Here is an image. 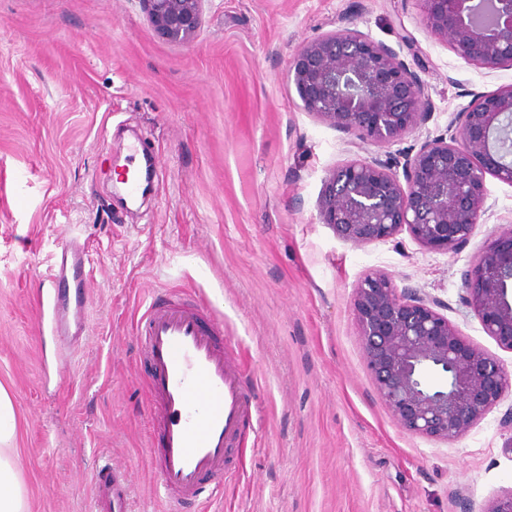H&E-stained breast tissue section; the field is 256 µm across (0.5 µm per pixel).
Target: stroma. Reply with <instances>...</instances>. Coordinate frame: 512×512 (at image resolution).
I'll list each match as a JSON object with an SVG mask.
<instances>
[{"label": "stroma", "mask_w": 512, "mask_h": 512, "mask_svg": "<svg viewBox=\"0 0 512 512\" xmlns=\"http://www.w3.org/2000/svg\"><path fill=\"white\" fill-rule=\"evenodd\" d=\"M419 0H205L190 44L168 43L139 0H0V386L17 414L27 512H91L93 471L127 473L134 512H169L149 456L147 364L135 318L174 288L204 297L252 389L240 461L179 512H484L512 489V392L446 443L403 431L380 401L353 312L368 272L440 299L512 373V350L461 300V272L512 228V186L486 176L470 243L446 253L408 232L369 246L318 216L324 178L448 137L474 95L512 69L460 59ZM352 27L425 80L428 122L386 148L306 112L288 66ZM157 161L126 203L114 173ZM94 269L78 344L40 329L37 292L62 241Z\"/></svg>", "instance_id": "35a3bbf8"}]
</instances>
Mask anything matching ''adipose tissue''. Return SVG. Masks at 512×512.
I'll use <instances>...</instances> for the list:
<instances>
[{"mask_svg": "<svg viewBox=\"0 0 512 512\" xmlns=\"http://www.w3.org/2000/svg\"><path fill=\"white\" fill-rule=\"evenodd\" d=\"M15 432V405L9 392L0 387V512H26L20 463L10 447Z\"/></svg>", "mask_w": 512, "mask_h": 512, "instance_id": "obj_1", "label": "adipose tissue"}]
</instances>
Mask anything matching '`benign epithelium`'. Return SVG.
<instances>
[{"mask_svg":"<svg viewBox=\"0 0 512 512\" xmlns=\"http://www.w3.org/2000/svg\"><path fill=\"white\" fill-rule=\"evenodd\" d=\"M155 33L189 43L205 0H140ZM428 32L468 64L512 68V0H420ZM288 74L305 111L362 143L383 148L427 123V85L391 46L345 27L301 46ZM448 139L402 158L357 159L335 168L318 200L321 223L355 246L407 231L421 246L454 253L486 212L485 177L512 186V87L479 95ZM461 301L486 335L512 350V229L487 239L462 273ZM445 304L399 289L379 270L353 296L357 332L376 392L405 432L450 443L512 390V374L439 312ZM447 378L424 380L428 370ZM484 512H512V490Z\"/></svg>","mask_w":512,"mask_h":512,"instance_id":"7a95c632","label":"benign epithelium"}]
</instances>
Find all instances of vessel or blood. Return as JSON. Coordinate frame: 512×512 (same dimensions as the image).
<instances>
[{"label":"vessel or blood","mask_w":512,"mask_h":512,"mask_svg":"<svg viewBox=\"0 0 512 512\" xmlns=\"http://www.w3.org/2000/svg\"><path fill=\"white\" fill-rule=\"evenodd\" d=\"M83 248L68 241L59 272L39 300L41 319L53 335L81 326L88 303ZM206 300L179 293L149 304L137 334L150 363L146 393L157 461V479L168 504L201 499L211 482L223 480L230 454L254 419L256 403L224 334L222 317ZM205 391L195 403L197 391ZM94 512H129L125 473L103 467L93 476Z\"/></svg>","instance_id":"1"}]
</instances>
